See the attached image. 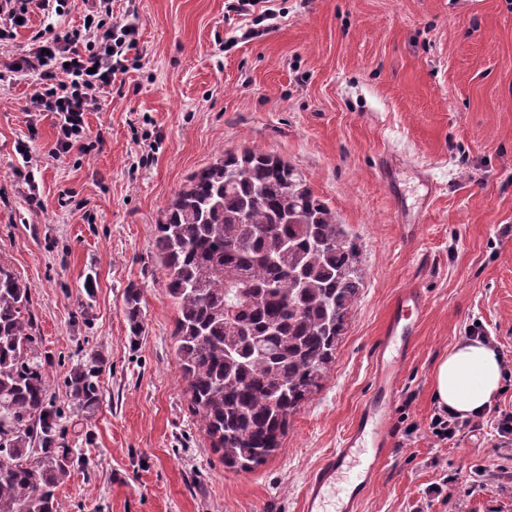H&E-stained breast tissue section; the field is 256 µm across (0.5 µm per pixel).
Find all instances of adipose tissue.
<instances>
[{"label":"adipose tissue","mask_w":512,"mask_h":512,"mask_svg":"<svg viewBox=\"0 0 512 512\" xmlns=\"http://www.w3.org/2000/svg\"><path fill=\"white\" fill-rule=\"evenodd\" d=\"M503 365L490 345L461 339L436 364L432 383L439 406L471 416L488 407L500 390Z\"/></svg>","instance_id":"1"}]
</instances>
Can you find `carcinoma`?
Returning a JSON list of instances; mask_svg holds the SVG:
<instances>
[{
	"label": "carcinoma",
	"mask_w": 512,
	"mask_h": 512,
	"mask_svg": "<svg viewBox=\"0 0 512 512\" xmlns=\"http://www.w3.org/2000/svg\"><path fill=\"white\" fill-rule=\"evenodd\" d=\"M157 232L189 410L224 467L249 472L281 448L289 418L331 373L363 286L359 247L305 175L248 147L193 173ZM235 284L251 289L253 303L231 317ZM30 296L1 262L0 512H57L56 491L75 466ZM140 301L127 290L134 329ZM105 364L94 353L71 370V410L98 406Z\"/></svg>",
	"instance_id": "obj_1"
}]
</instances>
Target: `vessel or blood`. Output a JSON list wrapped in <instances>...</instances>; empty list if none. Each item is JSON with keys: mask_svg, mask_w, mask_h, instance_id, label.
Wrapping results in <instances>:
<instances>
[{"mask_svg": "<svg viewBox=\"0 0 512 512\" xmlns=\"http://www.w3.org/2000/svg\"><path fill=\"white\" fill-rule=\"evenodd\" d=\"M424 311L420 289L395 298L376 349V396L367 401L341 448L329 453L307 481L302 512H357L375 467L390 452L388 403L404 362V347L416 334Z\"/></svg>", "mask_w": 512, "mask_h": 512, "instance_id": "obj_1", "label": "vessel or blood"}]
</instances>
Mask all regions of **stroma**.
<instances>
[{"label": "stroma", "instance_id": "35a3bbf8", "mask_svg": "<svg viewBox=\"0 0 512 512\" xmlns=\"http://www.w3.org/2000/svg\"><path fill=\"white\" fill-rule=\"evenodd\" d=\"M228 3L112 0L113 23L137 26L139 42L87 115L105 139L89 154L51 157L58 115L32 111V77L0 82V262L31 289L53 394L89 353L107 361L99 407L63 416L82 463L57 489L59 512H301L372 392L374 350L407 288L425 310L391 452L358 512H512V445L487 424L447 446L429 430L433 367L473 324L512 359V0H271L244 16ZM84 14L83 0L33 13L7 50ZM242 147L302 172L365 270L329 377L248 473L225 468L188 408L155 249L187 177ZM434 483L443 494L427 498Z\"/></svg>", "mask_w": 512, "mask_h": 512}]
</instances>
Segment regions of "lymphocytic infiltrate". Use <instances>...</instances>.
I'll use <instances>...</instances> for the list:
<instances>
[{
	"label": "lymphocytic infiltrate",
	"mask_w": 512,
	"mask_h": 512,
	"mask_svg": "<svg viewBox=\"0 0 512 512\" xmlns=\"http://www.w3.org/2000/svg\"><path fill=\"white\" fill-rule=\"evenodd\" d=\"M84 50H77V43ZM135 26L112 22V0H91L82 28L55 31L47 27L30 39L24 54L0 60V81L35 73L30 96L35 112L58 114L55 157L71 152L87 153L104 142L91 135L85 120L101 92L124 71L127 55L136 49Z\"/></svg>",
	"instance_id": "f902f5d3"
}]
</instances>
